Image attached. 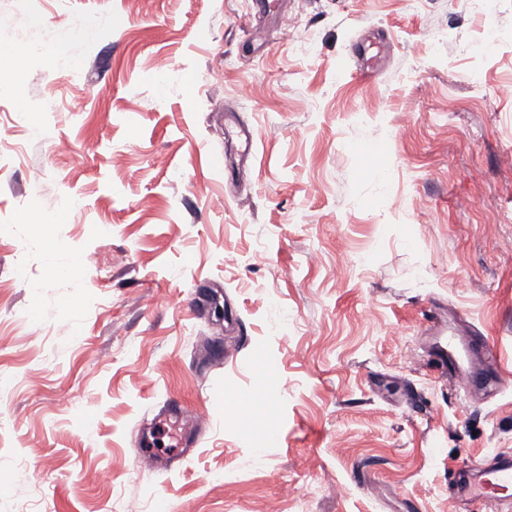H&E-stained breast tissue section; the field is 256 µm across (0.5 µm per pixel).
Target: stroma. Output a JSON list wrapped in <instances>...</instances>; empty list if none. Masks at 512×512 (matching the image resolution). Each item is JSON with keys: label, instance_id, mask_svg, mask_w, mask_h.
Returning a JSON list of instances; mask_svg holds the SVG:
<instances>
[{"label": "stroma", "instance_id": "obj_1", "mask_svg": "<svg viewBox=\"0 0 512 512\" xmlns=\"http://www.w3.org/2000/svg\"><path fill=\"white\" fill-rule=\"evenodd\" d=\"M287 8L256 35L252 0H0L31 47L0 61V512H267L285 483L280 512H495L457 478L512 457V0ZM434 314L495 390L438 369ZM171 398L197 448L133 464ZM372 44L368 46L359 44L355 49V55L351 56L348 60V64L352 69V74L359 80L365 83H371L375 76L379 74L376 68L365 66L360 57L366 56L368 51L372 49Z\"/></svg>", "mask_w": 512, "mask_h": 512}]
</instances>
